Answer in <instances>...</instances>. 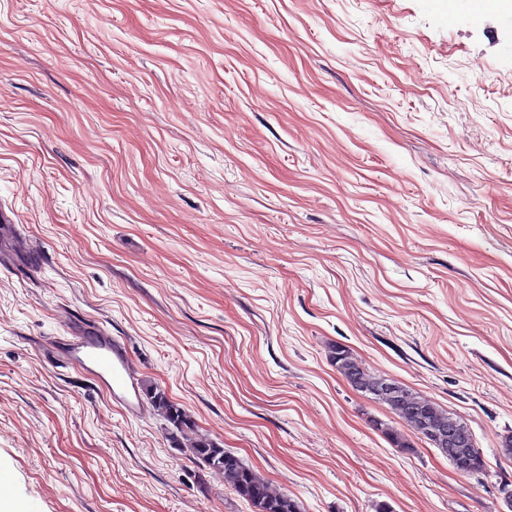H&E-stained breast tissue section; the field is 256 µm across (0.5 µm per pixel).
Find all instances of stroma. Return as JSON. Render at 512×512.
I'll list each match as a JSON object with an SVG mask.
<instances>
[{
	"label": "stroma",
	"instance_id": "1",
	"mask_svg": "<svg viewBox=\"0 0 512 512\" xmlns=\"http://www.w3.org/2000/svg\"><path fill=\"white\" fill-rule=\"evenodd\" d=\"M0 0V477L18 512H253L49 341L301 512H512V13ZM462 419V475L330 362ZM382 421L410 443L394 446ZM61 341V342H60ZM69 364L93 375L109 398L119 403L128 415H139L141 406L136 391V376L125 341L106 329L93 336L55 338ZM330 358L332 363L336 366L337 371L349 382L350 385H352L354 389L358 391H360V388L351 382L352 378L350 377L349 373L358 375V377L363 380H371L376 378H369L361 368L360 364L355 361V359L351 356V353L343 346L336 345V347H332L330 350Z\"/></svg>",
	"mask_w": 512,
	"mask_h": 512
}]
</instances>
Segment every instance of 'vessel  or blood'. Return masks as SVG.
Masks as SVG:
<instances>
[{
	"label": "vessel or blood",
	"instance_id": "vessel-or-blood-1",
	"mask_svg": "<svg viewBox=\"0 0 512 512\" xmlns=\"http://www.w3.org/2000/svg\"><path fill=\"white\" fill-rule=\"evenodd\" d=\"M60 345L68 363L93 375L126 414H140L136 376L122 338L102 329L92 336L63 337Z\"/></svg>",
	"mask_w": 512,
	"mask_h": 512
}]
</instances>
